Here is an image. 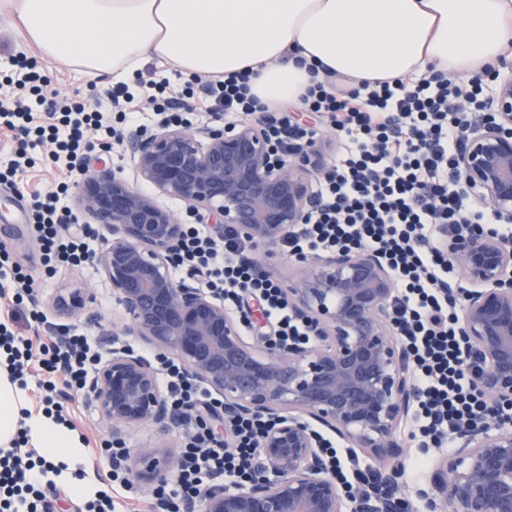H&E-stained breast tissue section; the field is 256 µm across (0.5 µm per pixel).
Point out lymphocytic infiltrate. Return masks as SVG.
Returning a JSON list of instances; mask_svg holds the SVG:
<instances>
[{
	"mask_svg": "<svg viewBox=\"0 0 512 512\" xmlns=\"http://www.w3.org/2000/svg\"><path fill=\"white\" fill-rule=\"evenodd\" d=\"M16 65L22 77L7 102H0V129L12 132L17 142L12 158L0 162V184L15 190L41 150L59 170L81 173L94 148L88 131L112 139L118 126L137 130V104L145 97L154 103L156 114L178 123L197 112L218 119L266 111L251 95L248 75L240 72L206 81L201 101L189 88L175 89L159 71L146 82L116 81L99 92L105 109L92 110L79 100L48 96L28 60L17 59ZM481 91V75L458 85L437 73L415 83H366L340 97L319 81L304 98L308 111L322 114L346 149L324 176L320 207L283 245L296 256L350 247L381 254L397 290L398 334L414 357L419 396L414 423L425 446L446 447L449 436L488 411L465 368L468 351L448 304V263L434 242L439 225L497 221L494 210L473 208L455 169L470 125L459 103H476ZM68 191V184L61 182L31 194L27 204V222L51 274L61 267L91 263L94 254L91 225H84L79 235L63 233L66 225L78 222L67 204ZM252 248L233 227H225L224 240L218 243L201 225L190 224L173 266L204 273L207 287L224 302L237 305L247 295L259 298L277 323L280 341L306 339V327L294 318L280 284L253 259ZM2 280L12 286L14 306L28 307L34 323H41L34 279L3 245ZM32 347L31 339L0 322V351L6 355L11 379L26 386L33 368H40L46 412L65 422L67 400L85 390L102 354L93 337L76 332L61 339L49 337L40 355H33ZM160 373L173 410L189 425L179 467L156 491L165 512H181L183 503L201 499L205 489L218 483L245 486L261 467L258 442L268 420L228 418L233 445L225 447L223 436L204 418L205 413H219L223 400L185 378L174 359H162ZM21 447L17 441L11 448H0V512H49L57 486L37 478L35 462L22 455Z\"/></svg>",
	"mask_w": 512,
	"mask_h": 512,
	"instance_id": "1",
	"label": "lymphocytic infiltrate"
}]
</instances>
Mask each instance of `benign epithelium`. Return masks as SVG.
Instances as JSON below:
<instances>
[{"label": "benign epithelium", "instance_id": "1", "mask_svg": "<svg viewBox=\"0 0 512 512\" xmlns=\"http://www.w3.org/2000/svg\"><path fill=\"white\" fill-rule=\"evenodd\" d=\"M489 122L471 126L456 157L466 191L488 202L501 224L512 223V62L503 60L488 86ZM265 121L226 130L161 123L125 144L136 181L102 162L87 168L74 208L108 236L93 261L112 285L128 329L173 356L185 375L224 398V411L265 416L270 428L259 450L274 476L242 488L221 485L204 494L202 512H414L399 497L388 470L356 498L348 496L323 460L316 426L357 448L397 453L399 422L416 401L410 358L395 333L393 280L369 248L304 258L288 302L312 339L282 345L240 332L248 314L233 315L215 295L179 282L169 266L183 235L182 220L138 188L143 183L185 201L206 216L213 235L233 225L262 244L283 239L318 205L323 147L297 144L280 160ZM437 235L460 271L458 327L471 349L468 370L494 408L512 405V242L479 224ZM89 296L63 288L52 301L59 316L83 311ZM85 398L112 424V443L128 428H171L179 417L161 390L157 369L118 345L89 383ZM440 461L430 512H512V422L495 413L460 435ZM123 463L149 488L178 467L164 441L126 451Z\"/></svg>", "mask_w": 512, "mask_h": 512}]
</instances>
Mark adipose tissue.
<instances>
[{
  "label": "adipose tissue",
  "instance_id": "obj_1",
  "mask_svg": "<svg viewBox=\"0 0 512 512\" xmlns=\"http://www.w3.org/2000/svg\"><path fill=\"white\" fill-rule=\"evenodd\" d=\"M22 37L43 55L92 75L133 78L149 59L190 75L246 71L270 107L300 103L314 77L356 87L415 73L472 74L512 41V0H5ZM23 393L0 370V447L19 429L56 482L77 498L93 486L69 428L23 417Z\"/></svg>",
  "mask_w": 512,
  "mask_h": 512
}]
</instances>
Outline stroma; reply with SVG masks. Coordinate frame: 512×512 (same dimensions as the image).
<instances>
[{
    "instance_id": "stroma-1",
    "label": "stroma",
    "mask_w": 512,
    "mask_h": 512,
    "mask_svg": "<svg viewBox=\"0 0 512 512\" xmlns=\"http://www.w3.org/2000/svg\"><path fill=\"white\" fill-rule=\"evenodd\" d=\"M25 55L37 72L45 79L48 91L62 95L79 96L89 105H96L94 89L105 86V79L94 80L90 75L63 66L43 56L34 45L25 43L14 28L0 15V76L14 74L12 60L16 55ZM27 201L10 188L0 185V244H5L15 261L29 267L39 277L41 288L38 293L40 310L44 323L38 328H26L23 320L12 318L8 309L9 301L0 296V322L9 324L15 332L29 336H63L68 330L77 328L94 336L99 342L104 356L112 354V332L122 326V309L119 306L110 283L95 266L65 267L55 275L45 273L41 261L42 250L33 238L29 228H17V214L26 207ZM83 288L92 301L87 310L71 317L62 318L55 314L50 303L60 289ZM70 425L85 450L87 469L85 478L92 485H99L100 478L111 468L108 457L100 452L102 439L111 437L112 430L102 419L97 407L78 398L69 402ZM413 425L411 419H404L396 430V438L402 446V452L395 457L380 458L371 450L356 449L354 456L361 468L372 470H394L399 472L400 493L414 505L416 512H427L422 492L431 490V477L414 480L412 469L417 456L427 457L431 463H438L447 451L443 448H418L412 440Z\"/></svg>"
}]
</instances>
